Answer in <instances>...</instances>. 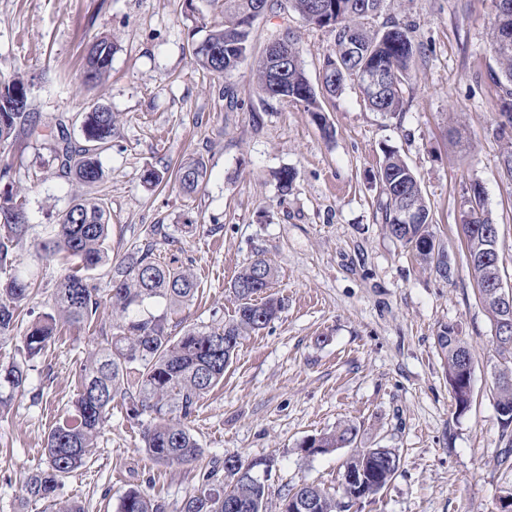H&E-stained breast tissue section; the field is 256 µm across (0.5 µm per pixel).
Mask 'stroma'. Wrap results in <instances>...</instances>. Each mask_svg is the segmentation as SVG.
Listing matches in <instances>:
<instances>
[{
  "mask_svg": "<svg viewBox=\"0 0 512 512\" xmlns=\"http://www.w3.org/2000/svg\"><path fill=\"white\" fill-rule=\"evenodd\" d=\"M383 17L415 27L418 53L399 114L370 110L359 89L323 100L325 135L303 106L260 98L251 62L231 76L202 69L192 44L223 22L212 0H0V80L23 72L29 110L40 123L69 124L92 102L112 109L117 133L103 153L113 257L155 240L158 253L193 272L200 293L171 315L179 332L232 318L229 285L255 258L276 269L273 291L285 307L269 326L246 336L223 382L198 404L191 427L201 448L190 465L152 460L143 449L146 417L132 418L122 400L89 463L68 478L60 499L85 512H116L131 488L180 512L201 470L224 455L273 458L272 501L301 483L337 489L349 449L308 456L300 443L351 422L362 448H393L400 466L378 494L351 512H500L512 491V464L494 400L492 323L479 296L459 233L464 202L480 187L498 226L504 284L512 285V174L502 165L497 133L498 65L490 50L493 0H385ZM297 30L303 66L319 84L334 51L328 29L279 8L254 27L256 49L284 29ZM114 41L112 73L101 86L82 81L89 45ZM396 149L415 171L431 212L448 276L419 265L383 229L377 168ZM51 140L17 128L0 145V168L27 199L29 231L18 269L34 279L25 320L51 311L57 281L70 263L42 259L58 214L76 187L52 160ZM203 157L206 181L190 195L176 184L150 186L162 171ZM293 173L288 192L276 174ZM193 232H184L185 223ZM165 236L152 237L153 225ZM454 326L474 357L469 410L458 414L436 336ZM63 328L49 355L29 372L24 395L0 417V512H52L28 503L26 473L44 466L45 440L78 392V374L111 328Z\"/></svg>",
  "mask_w": 512,
  "mask_h": 512,
  "instance_id": "stroma-1",
  "label": "stroma"
}]
</instances>
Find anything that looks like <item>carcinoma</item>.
Segmentation results:
<instances>
[{"label":"carcinoma","mask_w":512,"mask_h":512,"mask_svg":"<svg viewBox=\"0 0 512 512\" xmlns=\"http://www.w3.org/2000/svg\"><path fill=\"white\" fill-rule=\"evenodd\" d=\"M224 23L214 25L200 40L202 48L192 50L195 63L218 75L228 76L250 59L258 89L265 96L289 98L314 114L323 129L322 97L306 76L299 36L287 32L288 72L278 81L272 73L268 49L255 52L253 27L255 6L268 13L279 0H222ZM492 21L490 48L499 64L498 82L503 92L502 111L512 115V0H499ZM384 0H288V7L303 22L330 30L335 53L324 60L322 72L326 92L335 95L347 82L355 83L365 104L374 112L395 115L402 111L403 88L409 77L417 45L413 29L393 17L373 25ZM115 44L103 37L90 48L83 71V82L95 87L111 74ZM378 73L383 89L371 91L365 73ZM29 108V86L21 76L0 82V145L11 139L17 127L28 126L38 133ZM81 137L72 138L63 123L48 128L54 141L53 161L59 171L81 187L103 180L100 157L112 144L116 120L111 108L95 103L77 114ZM206 162L190 157L181 162L175 181L184 193L194 192L207 177ZM381 184L379 209L386 233L410 249L420 264L445 274L444 254L436 248L432 218L417 175L395 150L384 151L378 171ZM0 211L17 210L13 220H0V341L20 339L18 357L0 364V416L12 401L26 391L32 363L48 355L61 328L81 327L99 319L100 289L88 272L109 267L111 273L109 307L115 322L112 330L101 334L98 348L83 364L79 390L67 417L50 429L45 455L47 465L30 473L24 484L26 500L49 501L55 512H84L75 500L62 501L57 491L64 479L84 467L97 440L112 419V402L120 397L130 405L133 416H150L143 430L146 452L166 464H191L200 455V446L190 419L204 396L224 379L244 336L267 327L283 309L282 299L268 293L276 270L264 258L243 267L230 285L237 307L233 317L223 323L190 326L178 336L169 331L168 313L197 296L199 282L174 257L156 254L152 241L114 261L109 239L112 227L106 218L103 195L80 194L53 225V235L40 245L41 256L49 260L58 255L78 262V267L60 277L54 293L53 311L33 321L18 336L19 304L27 299L29 281L16 271L17 248L28 230L26 197L14 186L10 168L0 169ZM414 204V222L402 219L403 202ZM474 229L463 233L468 261L474 272L483 304L493 326L506 317L507 310L491 280L500 276V265L482 261L481 233L496 228L484 209L483 199L473 208ZM160 304L159 314H141L149 304ZM446 363L457 411L467 412L471 404L467 385L460 383L465 362L473 361L464 337L450 326L438 339ZM500 365L495 372L496 408L512 411V347H496ZM359 429L349 423L309 438L300 451L316 455L326 451L351 449L345 470L365 479L367 491L359 485L340 484L331 493L313 483L291 488L281 499L310 504L306 512H348L352 501L375 495L394 475L400 463L392 448H360ZM263 460L245 463L238 455H226L203 472L197 489L185 499L181 512H272L268 486L255 471ZM116 512H168L166 502L138 489H129L120 499Z\"/></svg>","instance_id":"1"}]
</instances>
